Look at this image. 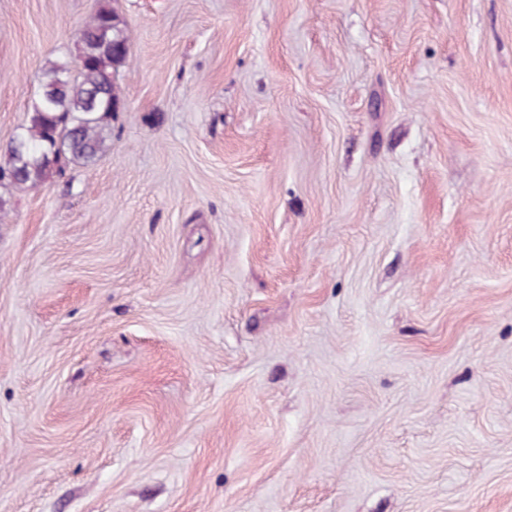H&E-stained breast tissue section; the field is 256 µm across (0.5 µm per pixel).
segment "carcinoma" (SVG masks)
<instances>
[{
  "label": "carcinoma",
  "instance_id": "cac0c4a2",
  "mask_svg": "<svg viewBox=\"0 0 512 512\" xmlns=\"http://www.w3.org/2000/svg\"><path fill=\"white\" fill-rule=\"evenodd\" d=\"M76 40L77 63L50 60L41 69L27 120L14 134L22 148L10 147L0 159V181L37 186L109 149L112 114L120 105L114 76L129 53L125 24L102 7L77 30Z\"/></svg>",
  "mask_w": 512,
  "mask_h": 512
}]
</instances>
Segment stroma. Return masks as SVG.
I'll list each match as a JSON object with an SVG mask.
<instances>
[{
  "label": "stroma",
  "mask_w": 512,
  "mask_h": 512,
  "mask_svg": "<svg viewBox=\"0 0 512 512\" xmlns=\"http://www.w3.org/2000/svg\"><path fill=\"white\" fill-rule=\"evenodd\" d=\"M105 5L109 149L0 185V512H512V0H0V152Z\"/></svg>",
  "instance_id": "35a3bbf8"
}]
</instances>
